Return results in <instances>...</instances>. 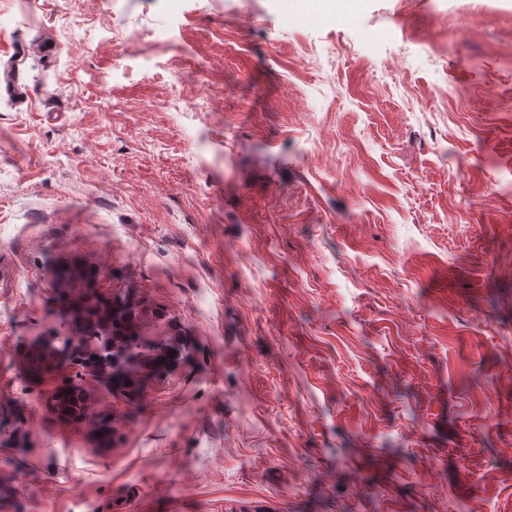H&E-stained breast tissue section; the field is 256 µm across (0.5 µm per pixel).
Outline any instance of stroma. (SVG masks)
Returning a JSON list of instances; mask_svg holds the SVG:
<instances>
[{"label": "stroma", "mask_w": 512, "mask_h": 512, "mask_svg": "<svg viewBox=\"0 0 512 512\" xmlns=\"http://www.w3.org/2000/svg\"><path fill=\"white\" fill-rule=\"evenodd\" d=\"M13 42L0 512H512V0H0ZM70 266L181 348L83 380L105 433L29 370ZM318 4L312 5L322 11L335 15L337 18L349 19L355 16L359 3L358 0H320Z\"/></svg>", "instance_id": "stroma-1"}]
</instances>
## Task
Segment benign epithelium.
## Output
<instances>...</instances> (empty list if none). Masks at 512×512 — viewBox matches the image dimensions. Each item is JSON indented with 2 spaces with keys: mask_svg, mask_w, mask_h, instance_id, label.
Returning a JSON list of instances; mask_svg holds the SVG:
<instances>
[{
  "mask_svg": "<svg viewBox=\"0 0 512 512\" xmlns=\"http://www.w3.org/2000/svg\"><path fill=\"white\" fill-rule=\"evenodd\" d=\"M97 284L78 270H68L57 285L70 311L71 335L66 337L70 365L78 376L120 384L122 394L162 373L171 354L147 344L141 318L129 298L94 291Z\"/></svg>",
  "mask_w": 512,
  "mask_h": 512,
  "instance_id": "obj_1",
  "label": "benign epithelium"
}]
</instances>
